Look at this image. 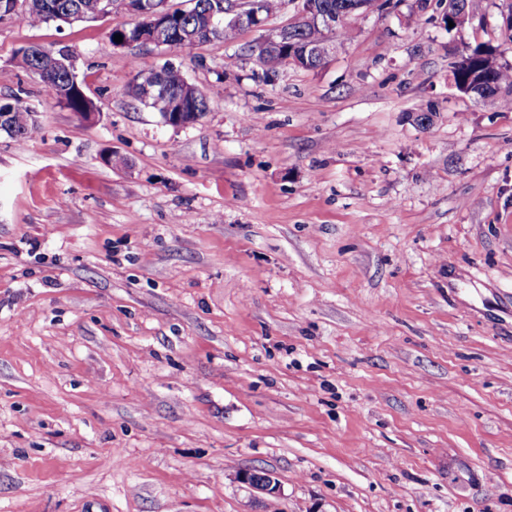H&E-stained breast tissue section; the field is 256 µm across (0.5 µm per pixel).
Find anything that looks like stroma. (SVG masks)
<instances>
[{"instance_id": "1", "label": "stroma", "mask_w": 512, "mask_h": 512, "mask_svg": "<svg viewBox=\"0 0 512 512\" xmlns=\"http://www.w3.org/2000/svg\"><path fill=\"white\" fill-rule=\"evenodd\" d=\"M501 6L449 31L403 0L314 70L258 30L0 21V102L37 119L0 134V512H512V112L448 79ZM168 63L221 89L195 124L131 96ZM23 49L24 48L19 49L17 53L19 63L23 68L32 70L34 67L42 66V60L38 56V53L35 51L28 52V50H25L21 55V51ZM37 50L43 58L44 65L43 68L39 67L34 68L33 70L43 78L50 100L64 105L79 116H82V112H84L85 119H89L95 115L97 112H95L96 109L91 102L92 100L84 94L77 80L74 55L65 48L55 49L39 45ZM49 71L66 72L73 82L75 89L87 101L89 106L88 110L82 97L73 92V86L70 84L68 75L60 72L47 75ZM46 75L47 77L44 78ZM241 479L243 483L268 497H279V485L266 471L264 473L248 472L242 475Z\"/></svg>"}]
</instances>
